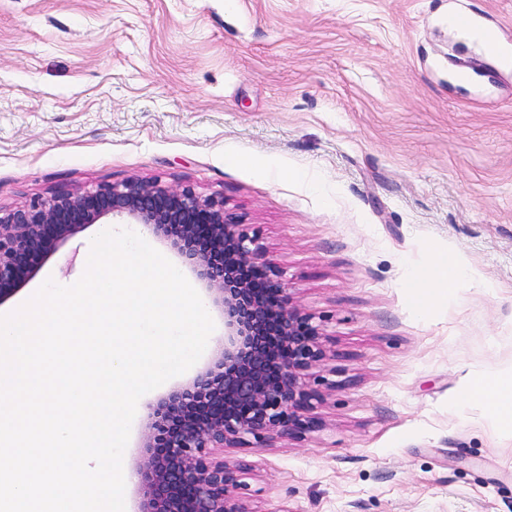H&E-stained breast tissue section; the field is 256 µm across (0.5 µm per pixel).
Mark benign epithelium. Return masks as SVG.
Segmentation results:
<instances>
[{
	"label": "benign epithelium",
	"mask_w": 512,
	"mask_h": 512,
	"mask_svg": "<svg viewBox=\"0 0 512 512\" xmlns=\"http://www.w3.org/2000/svg\"><path fill=\"white\" fill-rule=\"evenodd\" d=\"M102 219L142 224L167 240L224 323L209 359L148 404L134 512H249L244 467L227 464L224 449L267 448L290 430L316 427L309 412L319 393L308 371L326 359L318 326L292 304L258 235L232 220L224 199L157 180L58 192L0 211V305L38 274L35 259ZM242 267L261 269L265 287L241 278Z\"/></svg>",
	"instance_id": "obj_1"
}]
</instances>
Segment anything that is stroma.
I'll use <instances>...</instances> for the list:
<instances>
[{
	"instance_id": "35a3bbf8",
	"label": "stroma",
	"mask_w": 512,
	"mask_h": 512,
	"mask_svg": "<svg viewBox=\"0 0 512 512\" xmlns=\"http://www.w3.org/2000/svg\"><path fill=\"white\" fill-rule=\"evenodd\" d=\"M512 0H0V208L130 178L224 197L326 340L317 429L228 448L251 512H512ZM471 69L474 82L448 78ZM93 224L5 304L83 275ZM472 269L425 306L408 283ZM464 275L461 263L450 254L437 256L417 278L411 280L408 288H411L415 298L421 303H426L432 296L434 286L447 281L448 291H453L456 280ZM467 396L480 397L491 405L496 420L512 430V375L508 380L500 376L471 380L468 383Z\"/></svg>"
}]
</instances>
